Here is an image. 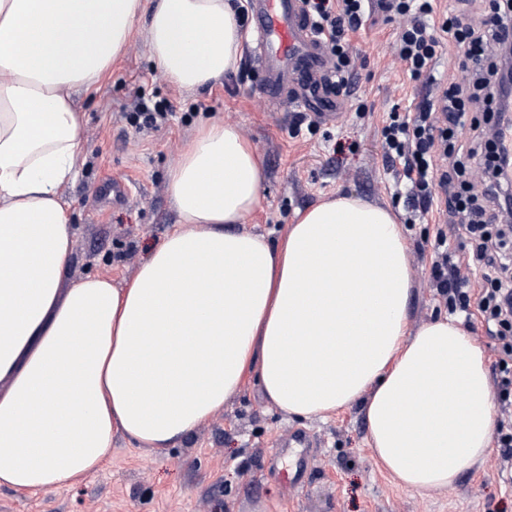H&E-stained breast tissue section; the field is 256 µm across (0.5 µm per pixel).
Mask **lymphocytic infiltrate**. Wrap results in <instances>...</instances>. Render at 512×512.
Listing matches in <instances>:
<instances>
[{"label": "lymphocytic infiltrate", "instance_id": "lymphocytic-infiltrate-1", "mask_svg": "<svg viewBox=\"0 0 512 512\" xmlns=\"http://www.w3.org/2000/svg\"><path fill=\"white\" fill-rule=\"evenodd\" d=\"M466 15L436 14L435 0H304L334 70L331 91L350 97L360 63L350 36L373 10L404 19L393 43L411 79L426 94L415 110L392 107L380 129L382 157L393 168L406 224L423 222L436 203L446 206L447 229L468 243L449 251L447 229L431 244L430 286L449 314L479 319L497 351L492 385L497 411L495 467L512 481V0H474ZM468 69L460 84L438 79L443 50ZM495 113L480 123L477 113Z\"/></svg>", "mask_w": 512, "mask_h": 512}]
</instances>
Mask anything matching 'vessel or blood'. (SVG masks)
<instances>
[{"instance_id":"b4317fda","label":"vessel or blood","mask_w":512,"mask_h":512,"mask_svg":"<svg viewBox=\"0 0 512 512\" xmlns=\"http://www.w3.org/2000/svg\"><path fill=\"white\" fill-rule=\"evenodd\" d=\"M249 56L258 87L275 108L307 113L312 121L333 120L332 61L305 14L303 0H247Z\"/></svg>"}]
</instances>
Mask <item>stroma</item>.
Wrapping results in <instances>:
<instances>
[{
	"instance_id": "obj_1",
	"label": "stroma",
	"mask_w": 512,
	"mask_h": 512,
	"mask_svg": "<svg viewBox=\"0 0 512 512\" xmlns=\"http://www.w3.org/2000/svg\"><path fill=\"white\" fill-rule=\"evenodd\" d=\"M402 20L374 14L353 37L363 60L356 93L343 102L335 123L316 132L295 131L297 113L271 112L255 82L233 85L224 77L196 92L177 90L154 69L143 36L92 90L78 92L85 114V146L78 180L63 190L73 230V258L65 280L111 278L123 287L151 250L178 222L168 176L198 126L215 119L241 129L264 167L261 205L242 224L245 232L282 242L290 224L325 197L352 194L393 208L394 173L383 162L382 120L393 105L408 108L424 94L393 56ZM169 101L174 115L161 130L139 133L122 118L138 93ZM133 186L113 204L101 194L106 179ZM442 216L405 228L414 279L409 330L448 308L428 282L430 252ZM309 430L305 484L289 485L299 449L288 435ZM364 407L354 404L327 418H299L268 402L255 380L225 402L190 435L167 448H146L117 435L104 468L74 486L38 493L0 487V512H512V484L503 483L491 458L463 473L453 490L422 495L401 487L381 470L368 441Z\"/></svg>"
}]
</instances>
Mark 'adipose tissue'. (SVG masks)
<instances>
[{
	"instance_id": "1",
	"label": "adipose tissue",
	"mask_w": 512,
	"mask_h": 512,
	"mask_svg": "<svg viewBox=\"0 0 512 512\" xmlns=\"http://www.w3.org/2000/svg\"><path fill=\"white\" fill-rule=\"evenodd\" d=\"M147 17L155 69L190 92L239 57L229 0H0V486L35 493L104 464L113 433L166 448L256 377L304 417L363 403L377 463L445 488L488 453L482 350L454 320L408 331L413 274L391 211L339 195L282 243L237 232L263 167L239 128L207 124L171 171L176 227L124 288H62L63 189L79 176L91 90Z\"/></svg>"
}]
</instances>
